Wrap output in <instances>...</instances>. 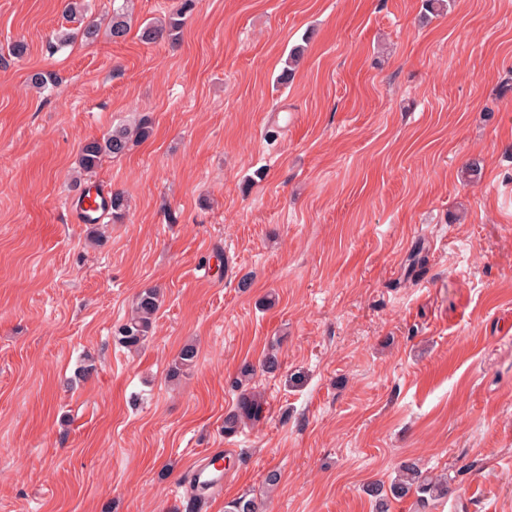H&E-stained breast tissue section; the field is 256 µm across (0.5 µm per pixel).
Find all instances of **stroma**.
Wrapping results in <instances>:
<instances>
[{
    "mask_svg": "<svg viewBox=\"0 0 512 512\" xmlns=\"http://www.w3.org/2000/svg\"><path fill=\"white\" fill-rule=\"evenodd\" d=\"M68 2L0 0V512H375L366 487L408 459L451 492L389 512H512V0L426 21L422 0H195L155 43L139 27L180 0H132L126 40L53 52ZM90 183L121 221L75 223ZM146 288L134 353L117 332ZM270 352L263 419L225 435ZM214 448L239 456L199 506L186 474ZM148 121H142L134 127L121 126L101 139L86 140L80 148L79 167L83 172L91 173L98 168L105 156H122L133 143L147 139L151 133ZM159 293L155 288L141 291L130 315L119 328L118 342L127 350H140L152 335L156 314L160 308ZM198 359V348L195 343H185L178 351L176 357L172 361L168 375L171 379H176L182 376L187 371L191 370Z\"/></svg>",
    "mask_w": 512,
    "mask_h": 512,
    "instance_id": "1",
    "label": "stroma"
}]
</instances>
